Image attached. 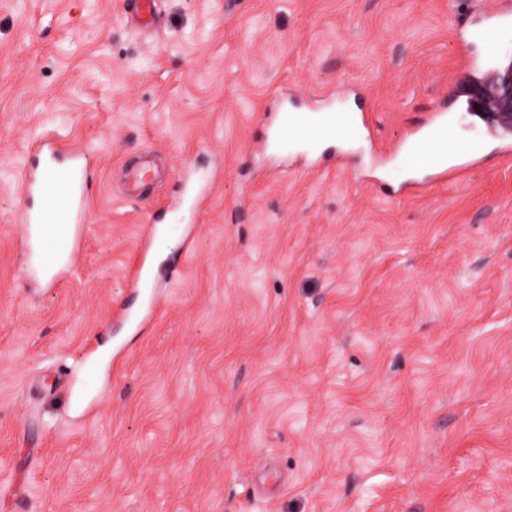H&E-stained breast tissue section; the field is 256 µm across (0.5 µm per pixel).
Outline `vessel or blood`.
Wrapping results in <instances>:
<instances>
[{
	"label": "vessel or blood",
	"instance_id": "b4317fda",
	"mask_svg": "<svg viewBox=\"0 0 512 512\" xmlns=\"http://www.w3.org/2000/svg\"><path fill=\"white\" fill-rule=\"evenodd\" d=\"M512 29V0H503L499 9L485 14L480 25L470 34L471 48L459 68L455 81L464 85L498 59L500 37ZM286 92L274 96V143L287 146L297 130H304L303 151L288 154L289 165L309 169L323 161L321 145L332 138L354 140L370 133L362 106L337 111L333 97H323L312 104L311 115L299 112L297 105L287 102ZM483 149L482 141L473 137L459 139L448 118L447 104L438 105L428 119L407 131L390 149L389 157L400 170L410 173L409 181L400 183V190L419 189L414 181L417 173L448 179L472 166ZM31 164L24 173L25 205L22 221L27 242V271L38 283L54 287L67 272L85 229L84 190L87 167L83 149H65L52 136L38 139L29 151ZM208 182L185 176L176 208L185 214L197 211L206 197ZM163 248L157 225L146 226L138 243L139 259L129 273V282L140 292L137 309H121L119 322L131 328L151 320L158 307L156 293V256Z\"/></svg>",
	"mask_w": 512,
	"mask_h": 512
}]
</instances>
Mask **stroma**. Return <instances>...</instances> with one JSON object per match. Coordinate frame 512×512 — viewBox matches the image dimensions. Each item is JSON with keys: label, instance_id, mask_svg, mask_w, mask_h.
<instances>
[{"label": "stroma", "instance_id": "1", "mask_svg": "<svg viewBox=\"0 0 512 512\" xmlns=\"http://www.w3.org/2000/svg\"><path fill=\"white\" fill-rule=\"evenodd\" d=\"M0 0V512H512V157L420 195L364 176L454 99L460 31L497 0ZM358 87L375 143L342 165L255 154L275 88ZM86 151L69 272L25 271L20 171L43 133ZM153 155L142 199L125 171ZM158 317L112 337L144 225L189 168ZM197 171H188L183 178L180 195L175 209L172 212L182 211L187 215H192L201 205L206 197L210 179H204V182L193 179L192 175Z\"/></svg>", "mask_w": 512, "mask_h": 512}]
</instances>
